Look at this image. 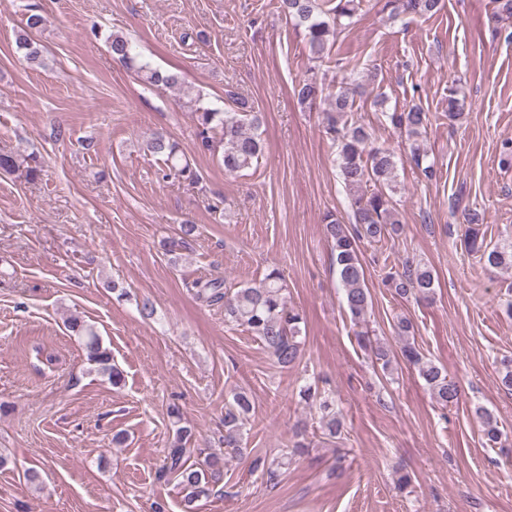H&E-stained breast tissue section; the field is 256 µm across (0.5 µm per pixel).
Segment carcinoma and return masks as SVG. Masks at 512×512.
<instances>
[{"label": "carcinoma", "mask_w": 512, "mask_h": 512, "mask_svg": "<svg viewBox=\"0 0 512 512\" xmlns=\"http://www.w3.org/2000/svg\"><path fill=\"white\" fill-rule=\"evenodd\" d=\"M359 0H276L277 10L296 27L302 29L311 58L321 60L329 56L337 35L346 29L359 9ZM384 9L396 17L413 14L420 17L432 16L441 9V0H385ZM44 22L42 15L31 13L27 16L24 33L16 39L17 49L24 58L35 62L42 55L41 45L31 34L38 31ZM112 57L120 64L133 69L143 83L167 88H178L187 98V104L194 112L197 123L199 147L211 151L221 149V163L224 172L237 174L251 168L264 154V140L257 133L261 123L260 113L254 103L245 97H235L233 108L221 111L202 103L201 95L183 85L177 71H161L151 66L137 51L136 45L121 31H114L107 37ZM370 73L362 81L352 79L334 93H326L324 84L315 76L298 82L293 94L298 104L310 112L327 104L324 109V132L332 147L336 148L340 175L351 196L350 224H344L334 215L325 216L327 238L331 243V260L343 290L346 309L354 323L363 321L372 304L371 294L365 283V269L362 261L361 243H379L401 231L400 220L394 204L396 191L397 162L393 152L371 143L369 129L357 121H346L344 117L353 112L356 95L363 83L374 80ZM390 124L409 138H417L431 121L430 114L422 106L413 105L407 109L382 112ZM145 150L158 156L165 165L163 177L199 181L178 144L164 132L157 131L145 141ZM410 161L428 179L435 175L434 163L428 161V154L420 145L410 146ZM465 231L463 243L471 253L480 254L488 264L505 270L512 268V241L494 246L486 242L479 215L471 210L463 213ZM387 286L400 298L414 297L427 300L433 294L434 274L432 270L410 260L402 262L401 269L386 277ZM195 297L211 306H224V321L245 327L257 337L271 354L274 364L286 369L301 356L300 324L302 314L287 306L283 297L285 285L280 271L271 269L258 286H243L232 290L220 278L198 279L193 282ZM69 330L82 344L87 360L114 385L122 381V372L112 364L110 350L103 346L102 339L94 325L79 316H72L67 322ZM404 361L412 365L432 392L435 400L446 409L455 404L460 395L456 381L448 378L442 368L423 358L411 343L402 347ZM301 399L308 405H317L321 413L320 423L323 434L335 438L341 435L343 423L339 413L332 408L329 396L316 385L308 384L300 389ZM254 408V398L245 391L233 395L224 410V436L226 448H240L243 421ZM482 422L484 434L493 443L501 439V430L491 412L483 407L476 408ZM168 415L176 426L175 436L168 449L159 477H174L186 491L185 501L192 503L207 494L210 487L224 480L222 459L211 454L202 460L193 458L194 449L188 447L192 429L183 424L179 406L172 405ZM283 461L270 464L253 463V470L261 471V478L275 484L280 476Z\"/></svg>", "instance_id": "obj_1"}]
</instances>
